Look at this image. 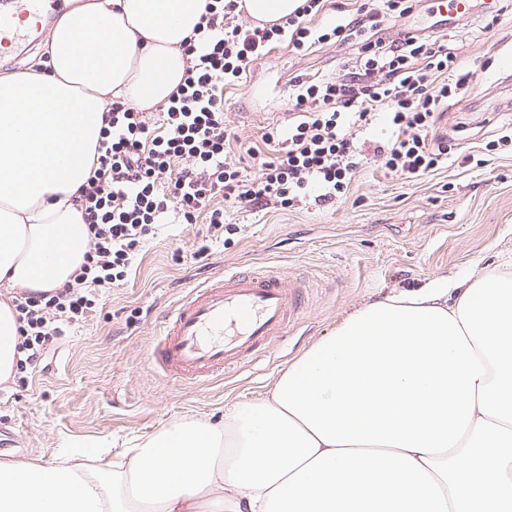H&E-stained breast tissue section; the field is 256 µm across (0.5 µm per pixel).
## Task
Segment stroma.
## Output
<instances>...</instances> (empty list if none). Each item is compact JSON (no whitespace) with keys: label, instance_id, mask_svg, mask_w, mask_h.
Segmentation results:
<instances>
[{"label":"stroma","instance_id":"35a3bbf8","mask_svg":"<svg viewBox=\"0 0 512 512\" xmlns=\"http://www.w3.org/2000/svg\"><path fill=\"white\" fill-rule=\"evenodd\" d=\"M503 6L495 26L474 13L455 23L454 40L477 78L443 113L437 134L467 154H481L502 125L512 124V0ZM348 56L339 45L304 56L277 48L246 83L226 92L228 124L241 140L259 141L266 126L287 122L293 76L339 77ZM226 215L243 227L237 244L217 240L202 254L205 225H164L101 313L68 329L27 383L0 384V428L17 438L10 459L49 461L71 440L105 439L116 454L127 440L177 419H219L225 403L267 390L363 303L477 260L490 263L494 251L512 246V152L413 179L370 163L333 207L230 208ZM240 265L309 280L313 291L300 321L247 368L208 384L165 379L148 360L163 313L194 284Z\"/></svg>","mask_w":512,"mask_h":512}]
</instances>
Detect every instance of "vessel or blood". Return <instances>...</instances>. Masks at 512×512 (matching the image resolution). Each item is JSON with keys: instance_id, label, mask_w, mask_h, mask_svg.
Returning <instances> with one entry per match:
<instances>
[{"instance_id": "b4317fda", "label": "vessel or blood", "mask_w": 512, "mask_h": 512, "mask_svg": "<svg viewBox=\"0 0 512 512\" xmlns=\"http://www.w3.org/2000/svg\"><path fill=\"white\" fill-rule=\"evenodd\" d=\"M62 0H0V51L27 44L24 19L46 18ZM308 285L269 269L224 272L186 291L163 316L149 361L167 378L203 384L250 365L304 309Z\"/></svg>"}]
</instances>
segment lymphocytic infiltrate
<instances>
[{
	"instance_id": "obj_1",
	"label": "lymphocytic infiltrate",
	"mask_w": 512,
	"mask_h": 512,
	"mask_svg": "<svg viewBox=\"0 0 512 512\" xmlns=\"http://www.w3.org/2000/svg\"><path fill=\"white\" fill-rule=\"evenodd\" d=\"M420 0H300L285 22H243L240 0H206L181 47L187 66L167 104L141 112L113 99L104 117L91 174L72 202L87 227L88 247L70 281L17 289L18 372L41 366L65 327L94 318L106 290L124 286L166 217L206 225L233 246L239 225L225 208L290 211L343 198L368 162L416 178L452 159L434 135L442 112L476 73L447 38L407 25ZM374 50L340 78H293L287 123L267 127L260 143L231 155L238 135L224 119V91L239 85L273 50L294 54L360 36ZM385 138L365 151L375 121Z\"/></svg>"
}]
</instances>
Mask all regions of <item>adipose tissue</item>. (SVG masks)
Masks as SVG:
<instances>
[{"label":"adipose tissue","mask_w":512,"mask_h":512,"mask_svg":"<svg viewBox=\"0 0 512 512\" xmlns=\"http://www.w3.org/2000/svg\"><path fill=\"white\" fill-rule=\"evenodd\" d=\"M205 0H84L49 72L0 74V383L19 342L10 289L80 265L72 197L112 99L165 104ZM0 512H512V250L364 303L262 394L119 455L68 443L0 462Z\"/></svg>","instance_id":"adipose-tissue-1"}]
</instances>
